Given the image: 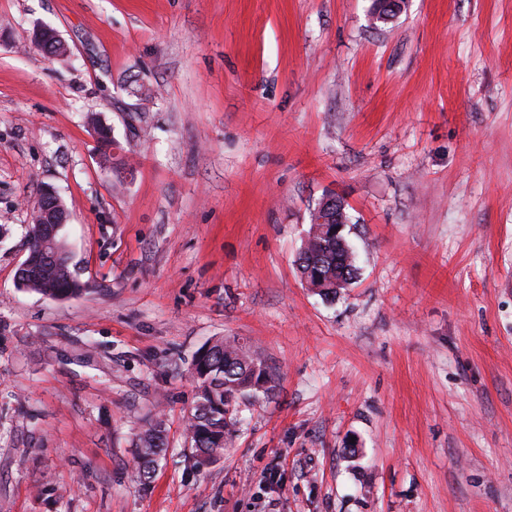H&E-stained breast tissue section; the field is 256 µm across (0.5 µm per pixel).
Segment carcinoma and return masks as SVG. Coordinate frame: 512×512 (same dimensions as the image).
I'll use <instances>...</instances> for the list:
<instances>
[{
  "mask_svg": "<svg viewBox=\"0 0 512 512\" xmlns=\"http://www.w3.org/2000/svg\"><path fill=\"white\" fill-rule=\"evenodd\" d=\"M29 250L66 252L60 235L49 237V226L34 221L27 228ZM301 277L316 271L331 288L323 296L336 295V280L349 285L357 277L354 253L342 234L331 235L322 224H312L297 259ZM23 289L52 298L78 296L86 290L65 256L56 264L21 271ZM191 376L196 385V402L185 422V438L196 463L211 462L224 453L236 424L239 400L250 394L274 390L275 375L251 350L236 339L218 337L206 343L193 360ZM166 445L163 419L138 435L135 466L139 477L150 478Z\"/></svg>",
  "mask_w": 512,
  "mask_h": 512,
  "instance_id": "carcinoma-1",
  "label": "carcinoma"
}]
</instances>
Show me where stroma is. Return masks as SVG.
Segmentation results:
<instances>
[{
  "label": "stroma",
  "instance_id": "1",
  "mask_svg": "<svg viewBox=\"0 0 512 512\" xmlns=\"http://www.w3.org/2000/svg\"><path fill=\"white\" fill-rule=\"evenodd\" d=\"M370 5L0 0V512H512V0ZM44 185L77 297L15 285ZM327 194L359 265L333 298L297 268ZM217 336L277 387L198 466ZM34 39L37 47L49 57H63L67 54L65 42L50 28H40ZM56 41H61L62 44L59 45ZM163 419L159 416L154 424L138 435L135 466L139 477L149 479L166 445Z\"/></svg>",
  "mask_w": 512,
  "mask_h": 512
}]
</instances>
